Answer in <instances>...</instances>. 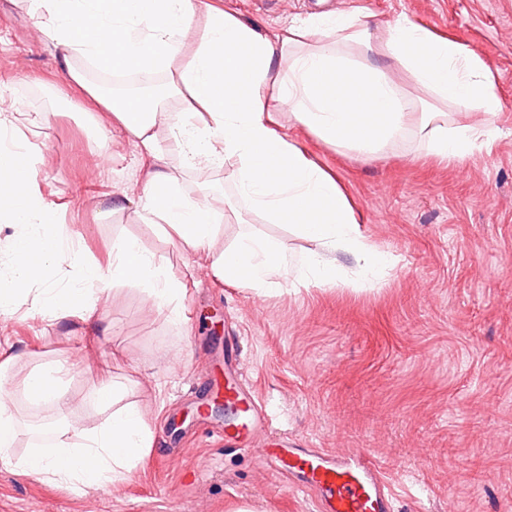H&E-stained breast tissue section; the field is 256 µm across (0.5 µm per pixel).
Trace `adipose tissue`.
Here are the masks:
<instances>
[{"label":"adipose tissue","mask_w":512,"mask_h":512,"mask_svg":"<svg viewBox=\"0 0 512 512\" xmlns=\"http://www.w3.org/2000/svg\"><path fill=\"white\" fill-rule=\"evenodd\" d=\"M30 15L47 39L62 51L67 78L84 85L71 61L82 58L111 75L172 72L164 95H185L177 113L138 97H90L110 120L99 134L124 135L148 170L138 200L121 196L109 212H131L137 221L161 225L170 243L189 247L209 262L225 284L264 288L291 273L305 282L335 284L339 278L327 253L349 252L372 276L384 273L389 257L363 234L351 200L338 179L318 166L281 132L279 116L288 113L323 143L354 150L372 159L389 145L413 139L439 160L469 155L489 137V116L499 98L485 64L456 38L439 37L400 14L375 25L351 14H329L269 28L244 18L231 6L212 0H27ZM201 25L200 40L180 67L181 34ZM480 108L485 123L449 120V111ZM167 123L174 148L187 165L234 163V183L253 212L285 223L317 249L298 267L277 241L248 236L230 248L216 249L208 193L188 198L178 187L169 155L155 128ZM36 146L16 152L0 149V220L13 224L9 279L0 286V316L8 317L18 293L43 285V306L56 321L87 322L85 340L95 344L104 327L90 321L92 309L82 290L54 288L52 274L74 261L73 247L59 229L37 184ZM108 276L147 282L168 304L170 320L182 319L174 301L182 284L160 276L153 258L131 238L116 240ZM99 267H85L86 282L102 281ZM93 378L91 394L108 417L78 444L58 436L48 451L13 456L15 415L0 398V464L37 473L67 488H103L123 481L150 456L153 430L141 409L119 406L121 396L110 376L85 362ZM64 364L49 365L21 382L35 403L57 414L73 410L64 390Z\"/></svg>","instance_id":"ef3b65f1"}]
</instances>
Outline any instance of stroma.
Wrapping results in <instances>:
<instances>
[{
  "mask_svg": "<svg viewBox=\"0 0 512 512\" xmlns=\"http://www.w3.org/2000/svg\"><path fill=\"white\" fill-rule=\"evenodd\" d=\"M249 19L275 28L327 12L406 14L452 36L490 69L500 108L488 144L441 163L405 144L369 160L339 152L291 120L283 131L335 174L352 197L365 236L392 263L367 283L356 258L331 254L341 278L357 288L304 286L290 279L267 288L224 284L191 249L171 247L155 225L131 212L107 213V202L138 197L143 173L124 137L100 141L92 120H107L71 86L58 52L24 0H0V122L19 147L34 144L43 163L42 194L79 254L62 277L86 288L107 336L87 346L78 325H58L40 288L0 318V394L19 426L14 454L47 449L53 437L34 431L55 419L19 387L36 366L73 363L67 384L74 415L59 431L73 440L105 416L90 395L83 358L106 360L125 386V402L155 424L151 455L119 485L73 490L0 465V512H315L311 493L289 489L262 448H228L216 432L224 417L200 404L197 390L222 377L223 346L213 315L240 337L245 384L267 415L271 437L335 453L362 449L376 458L393 495V512H512V0H238ZM182 191L216 199L215 244L230 247L246 232L279 240L291 262L313 242L286 224L249 214L232 179L233 165L202 173L170 149ZM135 239L167 278L182 283L184 325L159 310L146 282L85 284L82 268H108L112 243Z\"/></svg>",
  "mask_w": 512,
  "mask_h": 512,
  "instance_id": "obj_1",
  "label": "stroma"
}]
</instances>
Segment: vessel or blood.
Returning <instances> with one entry per match:
<instances>
[{"label": "vessel or blood", "instance_id": "b4317fda", "mask_svg": "<svg viewBox=\"0 0 512 512\" xmlns=\"http://www.w3.org/2000/svg\"><path fill=\"white\" fill-rule=\"evenodd\" d=\"M224 400L244 409V420L230 419L221 439L225 445L249 448L263 427L258 405L242 385L244 367L237 357L238 344H224ZM275 470L288 473L292 484L315 492L317 512H392V494L379 465L364 450L338 454L285 442L283 450L267 451Z\"/></svg>", "mask_w": 512, "mask_h": 512}]
</instances>
